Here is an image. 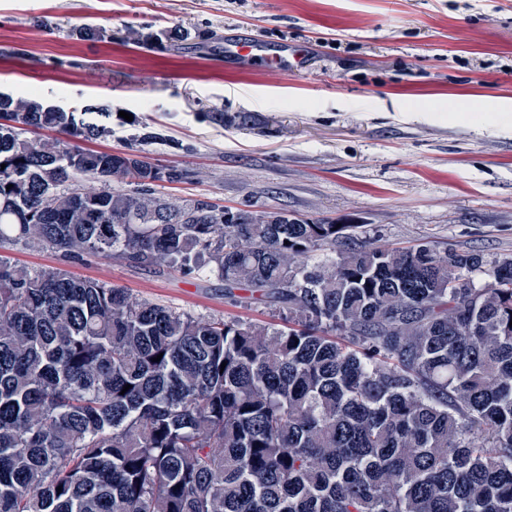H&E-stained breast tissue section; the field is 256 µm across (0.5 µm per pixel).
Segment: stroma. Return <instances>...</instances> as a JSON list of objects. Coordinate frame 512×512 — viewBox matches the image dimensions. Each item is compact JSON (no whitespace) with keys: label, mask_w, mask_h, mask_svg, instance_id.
Here are the masks:
<instances>
[{"label":"stroma","mask_w":512,"mask_h":512,"mask_svg":"<svg viewBox=\"0 0 512 512\" xmlns=\"http://www.w3.org/2000/svg\"><path fill=\"white\" fill-rule=\"evenodd\" d=\"M86 24L111 40L80 39ZM162 31L181 38L161 50L140 39ZM247 35L273 52L303 49L306 69L225 66V41ZM52 57L67 67H48ZM0 92L108 105L112 133L94 150L160 133L152 162L189 173L157 186L171 203L360 224L396 247L512 254V0H0ZM7 254L196 316L267 317L228 304L206 272L65 263L23 244Z\"/></svg>","instance_id":"1"}]
</instances>
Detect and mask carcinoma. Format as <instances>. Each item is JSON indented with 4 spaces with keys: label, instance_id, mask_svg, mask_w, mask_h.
Returning <instances> with one entry per match:
<instances>
[{
    "label": "carcinoma",
    "instance_id": "carcinoma-1",
    "mask_svg": "<svg viewBox=\"0 0 512 512\" xmlns=\"http://www.w3.org/2000/svg\"><path fill=\"white\" fill-rule=\"evenodd\" d=\"M110 133L0 93V248L207 268L270 319L0 255V512H512V259L168 203L188 171L78 145Z\"/></svg>",
    "mask_w": 512,
    "mask_h": 512
}]
</instances>
